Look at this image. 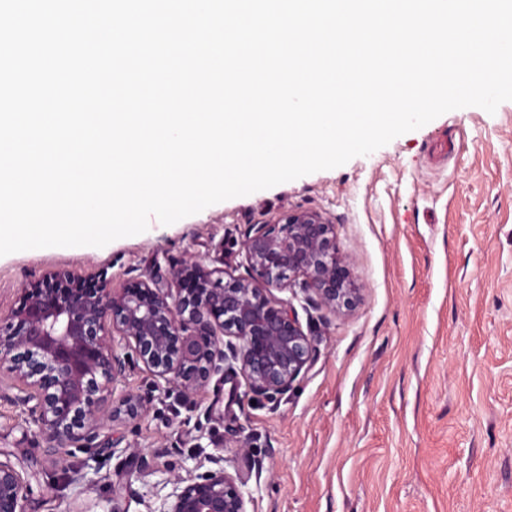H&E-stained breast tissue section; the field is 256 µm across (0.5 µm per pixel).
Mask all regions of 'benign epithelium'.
I'll return each mask as SVG.
<instances>
[{
	"instance_id": "1",
	"label": "benign epithelium",
	"mask_w": 512,
	"mask_h": 512,
	"mask_svg": "<svg viewBox=\"0 0 512 512\" xmlns=\"http://www.w3.org/2000/svg\"><path fill=\"white\" fill-rule=\"evenodd\" d=\"M248 275L224 279V268L187 259L170 270V286L151 275L116 290L55 288L72 281L53 271L28 283L23 305L0 316V380L29 406L38 431L57 447L99 449L108 420H134L148 402L128 392L109 407L103 383L117 384L133 358L155 377L192 393L220 372L240 374L245 394L274 401L313 365L318 344L303 330L289 290L334 317L362 299L349 256L336 242V225L313 211L255 224L242 242ZM119 341L130 355L119 354ZM216 468L170 480L172 491L152 512H248L242 481L221 459ZM25 480L0 460V512H22Z\"/></svg>"
}]
</instances>
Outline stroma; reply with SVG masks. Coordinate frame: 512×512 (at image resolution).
Returning <instances> with one entry per match:
<instances>
[{"label": "stroma", "mask_w": 512, "mask_h": 512, "mask_svg": "<svg viewBox=\"0 0 512 512\" xmlns=\"http://www.w3.org/2000/svg\"><path fill=\"white\" fill-rule=\"evenodd\" d=\"M297 210L332 219L363 299L313 323L319 353L296 388L238 399L228 372L186 394L131 363L114 393L148 411L107 424L98 455L66 448L64 470L2 383L0 458L26 481L23 512H152L174 475L215 457L240 473L248 512H512V101L103 247L0 256V315L52 270L123 288L191 256L247 275L251 225Z\"/></svg>", "instance_id": "obj_1"}]
</instances>
